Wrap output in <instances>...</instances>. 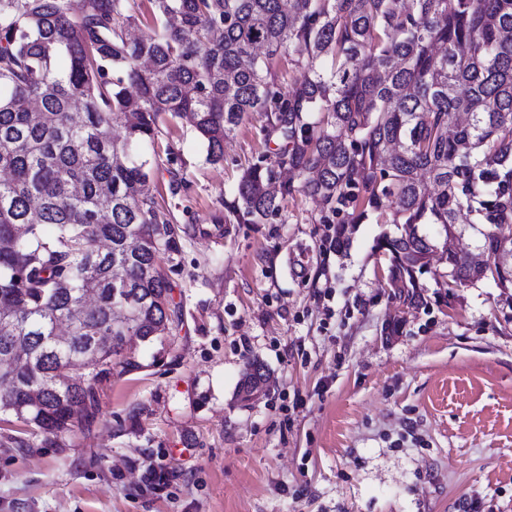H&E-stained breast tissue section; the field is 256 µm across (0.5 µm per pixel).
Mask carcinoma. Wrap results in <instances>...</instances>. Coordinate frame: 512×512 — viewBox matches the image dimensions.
<instances>
[{
    "mask_svg": "<svg viewBox=\"0 0 512 512\" xmlns=\"http://www.w3.org/2000/svg\"><path fill=\"white\" fill-rule=\"evenodd\" d=\"M149 3L155 32L132 38L138 0H0V414L51 444L90 425L95 384L138 366L131 342L179 323L159 263L178 234L145 151L163 114L212 164L264 114L280 146L244 172L238 220L276 216L296 191L388 210L394 298H417L430 254L467 233L487 261L448 252L445 295L512 290V0ZM292 44L307 72L284 90L256 51Z\"/></svg>",
    "mask_w": 512,
    "mask_h": 512,
    "instance_id": "carcinoma-1",
    "label": "carcinoma"
}]
</instances>
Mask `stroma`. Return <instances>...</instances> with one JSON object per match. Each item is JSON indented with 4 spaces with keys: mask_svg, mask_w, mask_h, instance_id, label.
<instances>
[{
    "mask_svg": "<svg viewBox=\"0 0 512 512\" xmlns=\"http://www.w3.org/2000/svg\"><path fill=\"white\" fill-rule=\"evenodd\" d=\"M251 113L211 164L163 117L152 193L181 233L168 273L181 323L96 387L91 427L57 443L0 418V512H512V298L491 283L393 298L388 224L303 193L264 224L232 214L265 141ZM266 394L236 398L246 363ZM167 474L146 485L144 464Z\"/></svg>",
    "mask_w": 512,
    "mask_h": 512,
    "instance_id": "1",
    "label": "stroma"
}]
</instances>
